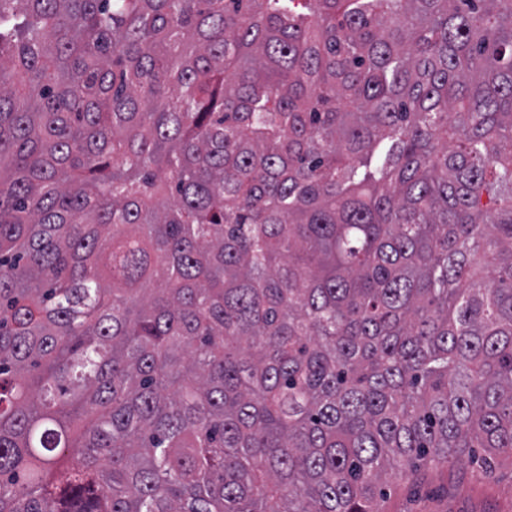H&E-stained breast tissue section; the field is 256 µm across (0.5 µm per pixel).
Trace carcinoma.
Returning a JSON list of instances; mask_svg holds the SVG:
<instances>
[{"label":"carcinoma","instance_id":"obj_1","mask_svg":"<svg viewBox=\"0 0 512 512\" xmlns=\"http://www.w3.org/2000/svg\"><path fill=\"white\" fill-rule=\"evenodd\" d=\"M512 458V0H0V512H379Z\"/></svg>","mask_w":512,"mask_h":512}]
</instances>
